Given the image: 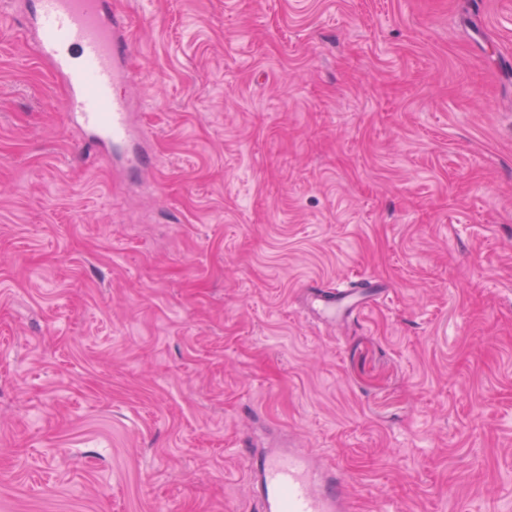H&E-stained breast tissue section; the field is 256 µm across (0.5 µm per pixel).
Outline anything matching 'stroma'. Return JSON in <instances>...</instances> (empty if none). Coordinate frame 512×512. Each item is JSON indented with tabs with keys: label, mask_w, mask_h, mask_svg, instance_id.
I'll list each match as a JSON object with an SVG mask.
<instances>
[{
	"label": "stroma",
	"mask_w": 512,
	"mask_h": 512,
	"mask_svg": "<svg viewBox=\"0 0 512 512\" xmlns=\"http://www.w3.org/2000/svg\"><path fill=\"white\" fill-rule=\"evenodd\" d=\"M0 0V512H512V0H115L125 170ZM384 293L317 322L308 285ZM247 464L262 512L356 511L341 474L316 465L303 448L249 453Z\"/></svg>",
	"instance_id": "stroma-1"
}]
</instances>
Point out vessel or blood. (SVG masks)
Listing matches in <instances>:
<instances>
[{
    "label": "vessel or blood",
    "instance_id": "vessel-or-blood-1",
    "mask_svg": "<svg viewBox=\"0 0 512 512\" xmlns=\"http://www.w3.org/2000/svg\"><path fill=\"white\" fill-rule=\"evenodd\" d=\"M129 19L112 0H33L19 30L32 55L49 63L67 91L71 122L113 148L136 137L128 101L118 86L129 80ZM351 288L312 289L307 300L327 321L345 315L355 303ZM247 464L256 478L261 512H354L341 474L316 465L302 448L251 453Z\"/></svg>",
    "mask_w": 512,
    "mask_h": 512
}]
</instances>
